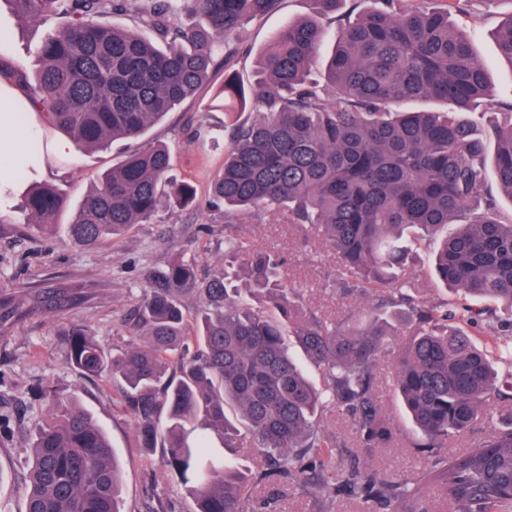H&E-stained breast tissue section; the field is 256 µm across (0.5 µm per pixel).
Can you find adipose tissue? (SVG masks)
I'll return each mask as SVG.
<instances>
[{"label": "adipose tissue", "instance_id": "ef3b65f1", "mask_svg": "<svg viewBox=\"0 0 512 512\" xmlns=\"http://www.w3.org/2000/svg\"><path fill=\"white\" fill-rule=\"evenodd\" d=\"M24 105V99L10 84L0 82V207L9 202L13 169L32 161L31 156L22 153L21 142L33 138L34 130L18 127L15 121L17 110Z\"/></svg>", "mask_w": 512, "mask_h": 512}]
</instances>
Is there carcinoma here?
<instances>
[{
	"label": "carcinoma",
	"instance_id": "obj_1",
	"mask_svg": "<svg viewBox=\"0 0 512 512\" xmlns=\"http://www.w3.org/2000/svg\"><path fill=\"white\" fill-rule=\"evenodd\" d=\"M281 0H7L20 20L62 22L35 48L38 68L27 100L43 125L77 148L117 140L144 142L100 178L69 223L70 239L95 247L150 224L163 208L196 199L170 176L171 149L148 130L196 95L216 58L235 53L244 21ZM314 15L285 25L259 61L260 79L246 94L236 74L221 91L224 118L249 107L224 148V171L209 208L224 222V257L240 261L250 288L230 287L226 272L202 277L184 257L152 271L137 332L108 351L82 325L67 331V356L82 374L119 382L143 448L164 449L167 478L189 488L191 512H244L255 485L277 477L293 487L363 499L383 512H429L425 489L437 486L454 512H512V423L469 451H444L448 438L487 418L494 402H512V216L497 210L493 189L512 196V108L496 111L488 70L450 20L448 4L384 0L330 33L342 0H311ZM125 13L130 25L112 23ZM332 41L324 81L338 94L324 103L311 79ZM500 56L512 63V15L497 32ZM406 100L441 101L446 112H398ZM62 195L49 185L25 197L28 223L56 225ZM251 212L309 227L340 260L344 292L376 291V305L347 329L297 302L272 251L245 252L232 229ZM440 242L436 279L451 300L419 298L402 274L406 231ZM268 306L256 308L250 296ZM202 301L188 326L182 301ZM498 302L502 320L479 304ZM497 323L500 340L479 346L474 333ZM410 329L392 364L395 391L416 429L420 473L395 479L370 461L346 463L337 437L319 419L327 409L352 420L355 447L366 456L390 448L395 424L381 411L374 368L386 338ZM322 373L313 387L289 340ZM45 416L32 430L24 512H121L122 472L112 444L71 395L42 387ZM233 405L239 421L225 412ZM214 434L226 448L245 442L261 461L255 473L216 463Z\"/></svg>",
	"mask_w": 512,
	"mask_h": 512
}]
</instances>
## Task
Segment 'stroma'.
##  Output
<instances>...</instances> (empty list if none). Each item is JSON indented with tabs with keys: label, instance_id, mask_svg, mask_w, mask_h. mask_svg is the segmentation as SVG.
Masks as SVG:
<instances>
[{
	"label": "stroma",
	"instance_id": "35a3bbf8",
	"mask_svg": "<svg viewBox=\"0 0 512 512\" xmlns=\"http://www.w3.org/2000/svg\"><path fill=\"white\" fill-rule=\"evenodd\" d=\"M448 10L489 69L495 99L512 104V64L503 60L493 33L512 14V0H450ZM310 12L308 0H281L279 8L249 21L239 34L238 51L226 65L214 66L196 96L185 100L153 126L148 139L170 145L173 179L192 184L206 196L213 178L224 167V110L218 91L225 71L237 72L246 89L258 81V60L280 29ZM56 26L55 21L33 25L18 21L0 0V27L11 38L0 46V79L25 94L26 83L37 67L32 49ZM127 142L107 149L72 150L51 156L34 175L56 185L65 206L54 234L45 235L26 222L16 209L0 210V286L27 288L34 307L16 322L0 324V412L11 418L13 433L0 440V505L8 512H23V487L31 443L29 430L43 413L31 397L42 385L74 395L105 429L122 468V512H190L192 500L184 487L163 474L160 452L140 447L129 409L117 402L118 385L100 376L76 372L66 356L64 332L85 324L103 347L132 334L135 310L142 300L145 272L164 266L173 256L195 258L202 273L225 268L233 284L244 287L238 265L224 263V227L212 222L207 210L188 209L161 214L153 224H137L128 234L95 249L69 242L66 228L74 210L100 174L118 163ZM213 232H204V224ZM246 249H271L286 260L285 269L308 309L339 322H356L370 298L343 296L336 287L337 258L321 248L313 232L282 224L264 214L238 229ZM413 256L407 274L424 300L436 302L448 292L432 274L437 240L421 231L407 233ZM390 354L376 367V394L382 412L402 433L390 448L379 449L375 467L392 476L418 470L419 459L405 438L412 429L395 398ZM249 512H368L365 504L339 495L324 501L311 489L297 490L278 482L255 489Z\"/></svg>",
	"mask_w": 512,
	"mask_h": 512
}]
</instances>
